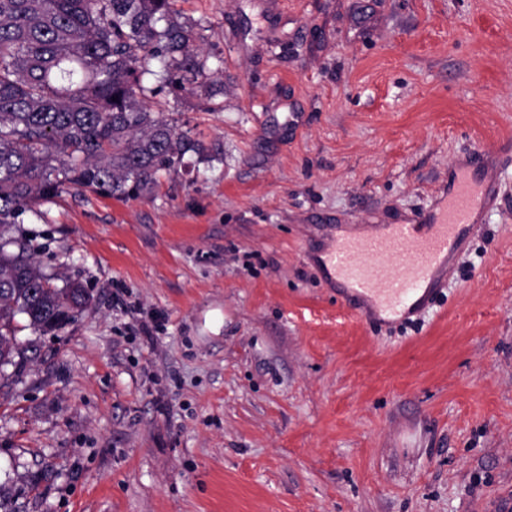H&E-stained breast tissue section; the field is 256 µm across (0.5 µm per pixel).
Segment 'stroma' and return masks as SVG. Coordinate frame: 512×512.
<instances>
[{
	"label": "stroma",
	"instance_id": "obj_1",
	"mask_svg": "<svg viewBox=\"0 0 512 512\" xmlns=\"http://www.w3.org/2000/svg\"><path fill=\"white\" fill-rule=\"evenodd\" d=\"M173 8L210 92L145 103L205 156L126 198L65 187L12 229L54 285L92 295L54 333L15 318L14 512H503L512 154L413 321L351 314L310 252L340 225L405 222L456 159L512 145V0Z\"/></svg>",
	"mask_w": 512,
	"mask_h": 512
}]
</instances>
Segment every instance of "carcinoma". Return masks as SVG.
<instances>
[{"mask_svg": "<svg viewBox=\"0 0 512 512\" xmlns=\"http://www.w3.org/2000/svg\"><path fill=\"white\" fill-rule=\"evenodd\" d=\"M204 73L170 0H0V238L21 211L66 185L126 197L176 169L202 144L144 103V83ZM91 300L84 284H50L27 249L0 245V369L24 316L36 332L75 320Z\"/></svg>", "mask_w": 512, "mask_h": 512, "instance_id": "obj_1", "label": "carcinoma"}]
</instances>
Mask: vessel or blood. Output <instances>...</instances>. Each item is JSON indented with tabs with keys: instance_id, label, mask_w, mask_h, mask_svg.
<instances>
[{
	"instance_id": "vessel-or-blood-1",
	"label": "vessel or blood",
	"mask_w": 512,
	"mask_h": 512,
	"mask_svg": "<svg viewBox=\"0 0 512 512\" xmlns=\"http://www.w3.org/2000/svg\"><path fill=\"white\" fill-rule=\"evenodd\" d=\"M472 158L483 178L457 168L429 210L403 224L359 225L313 252L355 316L380 326L402 323L419 316L439 292L456 253L478 232L498 193L490 150L478 148Z\"/></svg>"
}]
</instances>
